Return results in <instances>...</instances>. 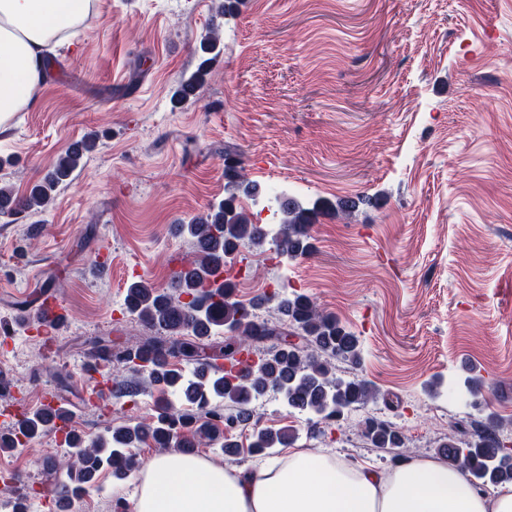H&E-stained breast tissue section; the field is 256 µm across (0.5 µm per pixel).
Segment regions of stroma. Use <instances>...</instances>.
<instances>
[{"label":"stroma","instance_id":"35a3bbf8","mask_svg":"<svg viewBox=\"0 0 512 512\" xmlns=\"http://www.w3.org/2000/svg\"><path fill=\"white\" fill-rule=\"evenodd\" d=\"M94 0L27 111L0 127V186L25 195L75 142L94 137L46 210L0 216L1 354L22 409L53 397L87 438L154 414L168 390L106 403L84 391L86 350L154 330L124 311L128 284L174 290L195 246L178 227L224 198V150L244 179L285 182L297 197L372 202L320 217L313 252L288 264L273 250L235 265L237 300L289 285L358 336L362 361H336L374 384L369 405L404 434L410 456L437 458L467 399L449 386L480 376L488 414L512 419V0ZM220 24L222 52L196 96L172 95ZM111 274H98V260ZM43 291L70 311L54 345L21 319ZM261 426L381 471L354 418L322 432L278 394L256 404ZM68 448L55 432L0 450V500L45 491ZM133 478L101 472L78 512H117Z\"/></svg>","mask_w":512,"mask_h":512}]
</instances>
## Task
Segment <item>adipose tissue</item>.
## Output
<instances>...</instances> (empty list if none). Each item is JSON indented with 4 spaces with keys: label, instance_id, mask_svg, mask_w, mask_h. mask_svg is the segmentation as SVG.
<instances>
[{
    "label": "adipose tissue",
    "instance_id": "ef3b65f1",
    "mask_svg": "<svg viewBox=\"0 0 512 512\" xmlns=\"http://www.w3.org/2000/svg\"><path fill=\"white\" fill-rule=\"evenodd\" d=\"M91 0H0V125L25 110ZM132 512H512V487L488 494L469 472L410 458L388 472L320 448H290L253 470L172 448L136 471Z\"/></svg>",
    "mask_w": 512,
    "mask_h": 512
}]
</instances>
